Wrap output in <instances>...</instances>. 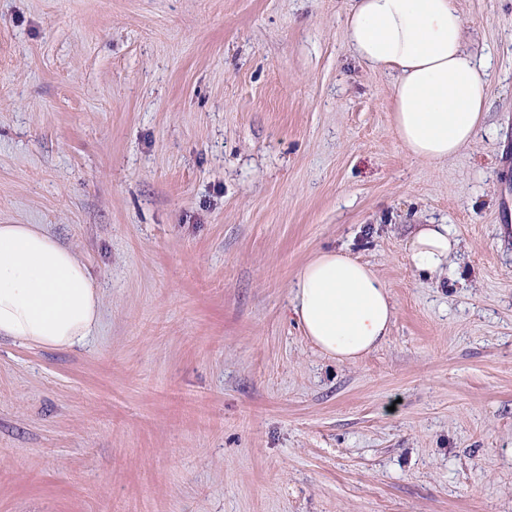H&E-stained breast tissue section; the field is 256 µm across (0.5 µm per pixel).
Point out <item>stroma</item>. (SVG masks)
<instances>
[{"label": "stroma", "instance_id": "35a3bbf8", "mask_svg": "<svg viewBox=\"0 0 512 512\" xmlns=\"http://www.w3.org/2000/svg\"><path fill=\"white\" fill-rule=\"evenodd\" d=\"M346 4L0 0V224L102 301L87 348L0 342V512H512V0H453L492 107L433 163ZM415 224L456 273L412 267ZM341 247L395 312L339 365L290 298ZM407 239V250L415 270L421 274L443 272L458 240L446 224H415Z\"/></svg>", "mask_w": 512, "mask_h": 512}]
</instances>
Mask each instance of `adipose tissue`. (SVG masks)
I'll list each match as a JSON object with an SVG mask.
<instances>
[{"label":"adipose tissue","instance_id":"obj_1","mask_svg":"<svg viewBox=\"0 0 512 512\" xmlns=\"http://www.w3.org/2000/svg\"><path fill=\"white\" fill-rule=\"evenodd\" d=\"M344 30L361 63L394 76L392 124L408 154L442 162L473 143L490 111L492 60L451 0H348ZM458 241L444 224L407 239L415 270L444 271ZM305 336L332 361L352 364L389 336L394 305L373 269L346 249L325 250L291 290ZM100 318L88 268L37 224H0V340L85 348Z\"/></svg>","mask_w":512,"mask_h":512}]
</instances>
